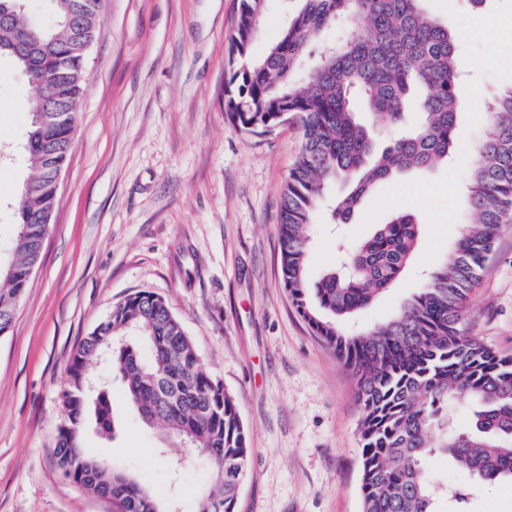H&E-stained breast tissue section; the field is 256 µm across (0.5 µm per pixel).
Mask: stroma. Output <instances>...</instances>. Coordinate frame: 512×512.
<instances>
[{
    "mask_svg": "<svg viewBox=\"0 0 512 512\" xmlns=\"http://www.w3.org/2000/svg\"><path fill=\"white\" fill-rule=\"evenodd\" d=\"M240 0H104L78 121L42 258L9 332L0 336V512H115L110 499L64 478L53 450L61 395L80 341L113 305L161 295L193 339L205 371L232 394L249 459L235 512H361V408L356 381L298 314L283 284L281 194L302 146L291 121L256 134L224 110L230 34ZM427 12L472 37L458 48L465 85L455 157L378 184L349 223L317 207L310 279L394 211L412 208L418 246L394 285L352 325L387 322L442 262L470 212L461 201L474 144L495 91L512 86V52L482 21L512 20V0H426ZM34 90L0 58V261L11 258V202L29 177L23 145ZM473 336L512 354V224L503 225L467 312ZM99 373L116 417L94 425L85 453L132 474L179 512H200L209 468L179 470L159 426L129 408L108 366ZM432 474L464 486L470 512H512V484H477L440 455Z\"/></svg>",
    "mask_w": 512,
    "mask_h": 512,
    "instance_id": "stroma-1",
    "label": "stroma"
}]
</instances>
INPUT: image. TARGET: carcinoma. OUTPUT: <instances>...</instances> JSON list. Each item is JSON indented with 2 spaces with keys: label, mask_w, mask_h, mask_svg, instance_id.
I'll use <instances>...</instances> for the list:
<instances>
[{
  "label": "carcinoma",
  "mask_w": 512,
  "mask_h": 512,
  "mask_svg": "<svg viewBox=\"0 0 512 512\" xmlns=\"http://www.w3.org/2000/svg\"><path fill=\"white\" fill-rule=\"evenodd\" d=\"M97 2L51 0L53 27L0 10V57H10L31 82L46 79L30 101L31 111L77 112L84 73L75 64L95 37ZM266 2L241 0L224 106L248 131H274L285 112L302 129L301 151L281 197L282 276L299 314L357 378L361 512H437L425 460L438 453L477 480L512 481V355L487 347L465 324L470 293L496 235L512 224V86L494 97L476 145L478 161L466 179L472 223L430 272L426 288L395 317L347 333L343 325L391 287L412 257L419 238L415 211L392 213L344 264L313 284L306 275L307 224L340 179H354L332 209L333 219L345 224L376 182L454 156L455 30L429 16L425 0H299L278 41L256 58L252 44ZM336 25L347 36L321 45L322 33ZM411 106L417 120L408 126L404 118ZM380 117L403 130L376 156L373 122ZM66 133L57 125L34 124L28 132L24 151L39 191L13 200L17 232L10 265L0 268V335L12 326L50 230L53 180L69 150ZM109 343L112 367L139 417L189 448L207 449L212 484L201 512H234L248 460L238 405L220 380L202 370L195 344L164 299L148 290L113 305L77 346L54 448L58 469L89 494L112 496L116 512L165 510L132 476L82 451L86 378ZM460 402L475 407L468 430L448 425V407ZM95 418L100 432H114L105 392L97 394Z\"/></svg>",
  "instance_id": "1"
}]
</instances>
